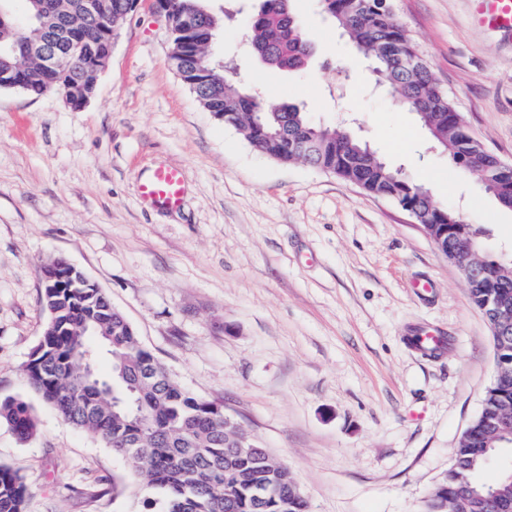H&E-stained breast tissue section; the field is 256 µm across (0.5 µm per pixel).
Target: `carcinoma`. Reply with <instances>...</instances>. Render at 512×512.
<instances>
[{"mask_svg": "<svg viewBox=\"0 0 512 512\" xmlns=\"http://www.w3.org/2000/svg\"><path fill=\"white\" fill-rule=\"evenodd\" d=\"M26 21L9 18L0 25V68L13 72L10 88L32 96L66 89L74 107L96 92V84L82 81V69L66 63L46 72L29 64L19 44L37 40L60 16L69 19L76 36L99 53L118 35L126 18V0H107L101 15L82 12V0H24ZM208 0H170L176 19H191L188 34L175 29L171 51L188 56L199 49L215 55L217 35L224 18L213 12ZM287 0H263L252 18L250 44L256 56L272 71L304 66L309 38L295 24L286 26ZM324 12L343 30L358 53L370 59L378 81L396 101L415 113L433 141L448 151L465 173L483 182L484 191L505 209L512 207V167H496L489 150L471 131L440 86L427 62L394 13L393 0H320ZM210 72L198 78L193 69L179 73L202 107L234 127L255 150L288 164L295 157L288 149L296 137L313 138L318 153L309 165L356 184L363 190L412 206L438 236L448 230V248L461 241L470 245L486 273L467 281L471 302L480 310L498 299L512 306V263L484 253L473 224L460 223L457 211L431 197L415 194L418 181L391 169L369 146L343 130L342 125L318 124L295 104L270 109L259 90L248 91L224 70L208 61ZM46 324L42 340L25 365L27 381L41 400L55 408L76 428L124 453L133 470L145 478L143 512H309L305 497L295 495L288 467L270 466L256 456L233 455L224 447V408L204 401L174 383L165 367L144 347L135 330L116 311L99 288H83L75 295L68 288L43 289ZM494 363L512 370V332L491 337ZM111 357L108 374L89 379L87 364H98L102 353ZM132 366L152 373L150 382L120 375ZM485 404L471 421V434L461 437L448 471L431 489L428 512H492L477 501L480 490H502L512 497V476L494 482L477 479L494 454L512 447V429L490 425L512 401V377L490 386ZM9 426L21 440L32 437L37 418L23 398H0V424ZM138 438L134 448L121 442ZM275 485L278 495L264 501L259 489ZM27 487L22 476L0 464V512H25Z\"/></svg>", "mask_w": 512, "mask_h": 512, "instance_id": "obj_1", "label": "carcinoma"}]
</instances>
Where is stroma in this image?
<instances>
[{
  "mask_svg": "<svg viewBox=\"0 0 512 512\" xmlns=\"http://www.w3.org/2000/svg\"><path fill=\"white\" fill-rule=\"evenodd\" d=\"M314 47L308 68L272 72L247 54L250 16L219 36L269 104L306 105L512 257L502 209L432 143L414 113L373 88L317 0H291ZM395 13L469 128L512 164V35L472 0H395ZM152 0L119 31L94 98L0 89V397L22 396L38 429L0 424V464L19 471L26 512H139L125 458L68 423L23 366L46 323L42 270L62 257L135 329L171 378L223 405L288 466L310 512H424L480 412L489 326L458 268L396 202L253 149L173 69ZM184 173L182 203L141 200L159 166ZM439 331L429 353L413 337Z\"/></svg>",
  "mask_w": 512,
  "mask_h": 512,
  "instance_id": "stroma-1",
  "label": "stroma"
}]
</instances>
